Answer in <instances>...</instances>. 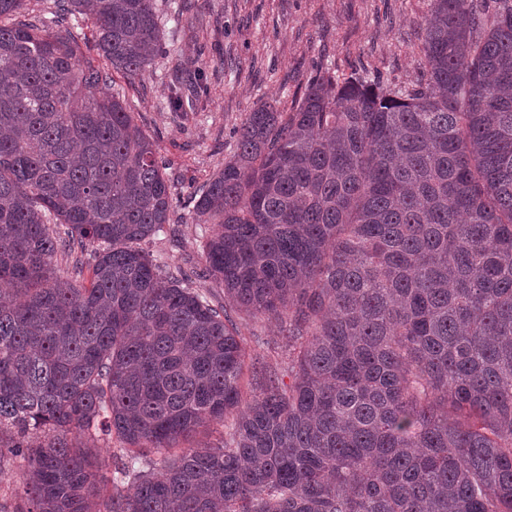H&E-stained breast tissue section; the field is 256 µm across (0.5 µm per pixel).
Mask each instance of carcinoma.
<instances>
[{
  "label": "carcinoma",
  "instance_id": "cac0c4a2",
  "mask_svg": "<svg viewBox=\"0 0 512 512\" xmlns=\"http://www.w3.org/2000/svg\"><path fill=\"white\" fill-rule=\"evenodd\" d=\"M25 2L0 0L13 512H512V0H428L415 83L327 68L254 107L184 202L199 272L143 247L180 198L123 90L97 93L169 53L156 0H56L47 26ZM203 91L176 81L168 107ZM243 316L288 339L244 406ZM229 415L220 444L165 454ZM114 437L106 495L88 442Z\"/></svg>",
  "mask_w": 512,
  "mask_h": 512
}]
</instances>
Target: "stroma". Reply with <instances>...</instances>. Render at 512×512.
<instances>
[{"label":"stroma","mask_w":512,"mask_h":512,"mask_svg":"<svg viewBox=\"0 0 512 512\" xmlns=\"http://www.w3.org/2000/svg\"><path fill=\"white\" fill-rule=\"evenodd\" d=\"M195 2L201 20L190 28L177 19L173 0H157L168 48L203 74L205 91L195 111L170 112L166 58H156L135 83L114 78L155 141L166 177L185 196L223 167L233 128L257 103L291 101L316 67L340 75L368 70L399 85L419 76L418 23L427 0ZM173 222L179 245L154 242V256L173 271L201 265L195 244L200 226L191 208H178ZM238 328L256 362L280 365L284 338L278 321L242 319Z\"/></svg>","instance_id":"35a3bbf8"}]
</instances>
